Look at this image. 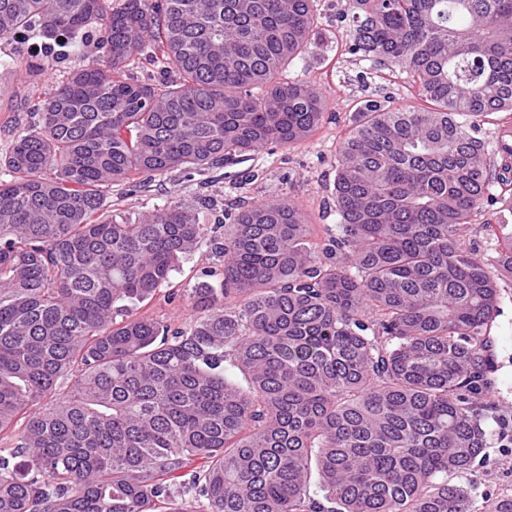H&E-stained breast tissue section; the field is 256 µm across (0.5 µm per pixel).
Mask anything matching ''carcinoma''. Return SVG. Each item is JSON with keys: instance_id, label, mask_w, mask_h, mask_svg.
I'll list each match as a JSON object with an SVG mask.
<instances>
[{"instance_id": "carcinoma-1", "label": "carcinoma", "mask_w": 512, "mask_h": 512, "mask_svg": "<svg viewBox=\"0 0 512 512\" xmlns=\"http://www.w3.org/2000/svg\"><path fill=\"white\" fill-rule=\"evenodd\" d=\"M336 6L349 51L420 103L370 104L340 141L338 234L285 199L224 214V280L173 332L130 305L201 246L210 199L133 220L106 193L309 139L323 94L279 76L317 35L315 0H0V43L102 49L28 99L38 120L0 156V512H474L448 477L487 448L512 231L482 222L487 260L464 237L512 199V147L480 137L512 112V0ZM144 59L176 75L131 78Z\"/></svg>"}]
</instances>
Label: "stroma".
<instances>
[{
	"label": "stroma",
	"mask_w": 512,
	"mask_h": 512,
	"mask_svg": "<svg viewBox=\"0 0 512 512\" xmlns=\"http://www.w3.org/2000/svg\"><path fill=\"white\" fill-rule=\"evenodd\" d=\"M318 9L319 33L304 51L283 71L286 79H304L318 85L325 96L326 110L321 126L304 143L277 147L241 159L219 170L187 175L174 170L156 177L145 190L130 193L125 186H113L107 195L109 211L134 218L167 202L193 203L200 195L209 196L215 209L223 210L253 200L290 197L307 213L318 234L336 227L338 217L333 199L336 175V148L350 129L357 112L370 102L386 107L411 103L407 79L395 78L383 70L368 72V64L351 54H338L337 44L351 41L349 25L336 21V11L328 0ZM42 39L0 44V154H5L17 129L28 124L25 101L33 91H49L65 73L81 68L97 53L94 43L83 40L63 45L53 69L42 70ZM214 211L200 214L202 224L214 222ZM224 261L210 246L203 244L183 258L165 285L147 305L149 315L174 329H189L197 313L190 300L193 288L202 283L219 285ZM500 313L490 336L492 388L489 401L492 418L485 461L476 472L449 476V483L468 490L474 507L485 497L512 492V437L500 438V423L512 425V279L500 282Z\"/></svg>",
	"instance_id": "stroma-1"
}]
</instances>
